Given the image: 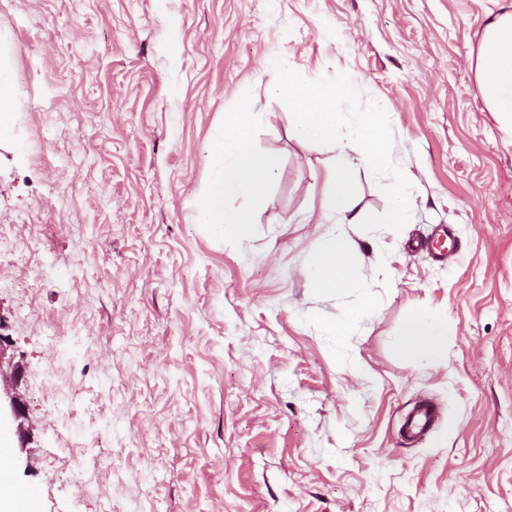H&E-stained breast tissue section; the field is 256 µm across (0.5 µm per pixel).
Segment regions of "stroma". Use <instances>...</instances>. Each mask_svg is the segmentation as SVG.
I'll use <instances>...</instances> for the list:
<instances>
[{
    "mask_svg": "<svg viewBox=\"0 0 512 512\" xmlns=\"http://www.w3.org/2000/svg\"><path fill=\"white\" fill-rule=\"evenodd\" d=\"M509 4L0 0V339L32 433L8 424L10 477L42 512H512V127L471 64ZM273 55L352 82L342 119L384 104L386 171L354 180L373 223H306L335 152L267 93ZM241 110L279 170L237 239L198 217ZM403 172L416 205L394 224ZM448 224L447 260L410 251ZM339 231L360 286L321 295L308 259ZM38 248L64 279L32 287ZM419 309L448 326L431 361L395 345ZM50 321L86 336L68 381L48 379ZM421 401L440 423L406 440ZM17 112V98L13 84L0 68V141L11 134L13 114Z\"/></svg>",
    "mask_w": 512,
    "mask_h": 512,
    "instance_id": "stroma-1",
    "label": "stroma"
}]
</instances>
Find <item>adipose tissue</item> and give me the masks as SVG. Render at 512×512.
<instances>
[{"label":"adipose tissue","instance_id":"1","mask_svg":"<svg viewBox=\"0 0 512 512\" xmlns=\"http://www.w3.org/2000/svg\"><path fill=\"white\" fill-rule=\"evenodd\" d=\"M273 94L293 101L297 110L294 128L304 137H326L335 133L341 118L336 104L351 92L347 83H321L309 80L287 62L271 63ZM477 87L487 109L512 121V10L489 14L484 25L476 59ZM379 105L358 113L343 138L336 142L338 155L323 174V191L312 220L327 223L340 217L345 224H366L369 214L359 207L350 185L359 160H370L382 167V119ZM261 113L228 112L224 132L209 147L212 180L200 203L199 221L212 225L221 235L238 239L250 235L257 215L253 211L227 209V199L246 196L260 201L262 192L274 175L277 159L253 147V133L261 122ZM359 250L342 234L326 238L313 252L310 263L318 278V291L333 293L353 287L354 266ZM448 327L423 311L409 314L397 338L398 348L406 354L433 359L446 341Z\"/></svg>","mask_w":512,"mask_h":512}]
</instances>
